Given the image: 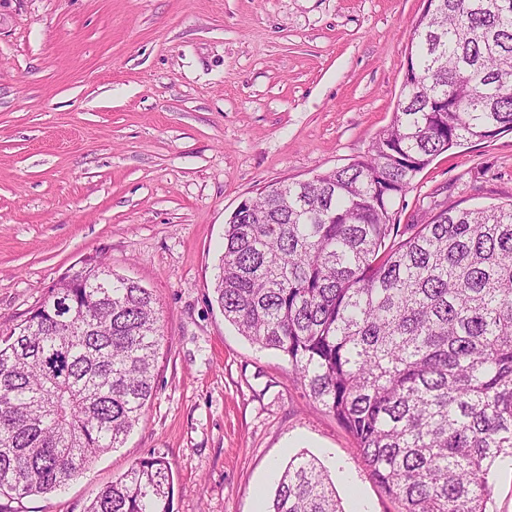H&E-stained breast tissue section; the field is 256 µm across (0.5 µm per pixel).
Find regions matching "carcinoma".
<instances>
[{
    "label": "carcinoma",
    "instance_id": "carcinoma-1",
    "mask_svg": "<svg viewBox=\"0 0 512 512\" xmlns=\"http://www.w3.org/2000/svg\"><path fill=\"white\" fill-rule=\"evenodd\" d=\"M390 125L368 154L248 200L224 228L215 301L288 361L354 436L401 512H490L512 456V203L427 224L393 206L432 160L512 132V0H432ZM0 338V499L51 493L119 448L154 392L165 340L152 293L99 262ZM149 456L85 512H172ZM269 512H344L299 454Z\"/></svg>",
    "mask_w": 512,
    "mask_h": 512
}]
</instances>
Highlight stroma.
Returning a JSON list of instances; mask_svg holds the SVG:
<instances>
[{
	"instance_id": "35a3bbf8",
	"label": "stroma",
	"mask_w": 512,
	"mask_h": 512,
	"mask_svg": "<svg viewBox=\"0 0 512 512\" xmlns=\"http://www.w3.org/2000/svg\"><path fill=\"white\" fill-rule=\"evenodd\" d=\"M423 0H0V336L59 278L105 261L148 288L154 396L122 447L17 512H84L139 459L173 512H267L299 453L345 512H399L352 434L214 295L224 227L266 186L368 154L400 97ZM512 201V132L436 156L395 201Z\"/></svg>"
}]
</instances>
